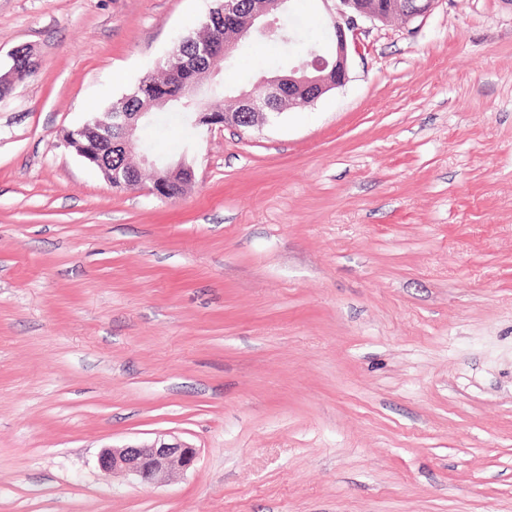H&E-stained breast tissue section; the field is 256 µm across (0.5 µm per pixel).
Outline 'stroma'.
Returning <instances> with one entry per match:
<instances>
[{
  "instance_id": "35a3bbf8",
  "label": "stroma",
  "mask_w": 512,
  "mask_h": 512,
  "mask_svg": "<svg viewBox=\"0 0 512 512\" xmlns=\"http://www.w3.org/2000/svg\"><path fill=\"white\" fill-rule=\"evenodd\" d=\"M215 0H0V512H512V0L361 22L259 130L158 113L173 199L61 143ZM328 42L321 0H291ZM254 33L225 97L305 62ZM192 444L143 487L103 448ZM18 49L16 48L11 53L10 57L12 64L10 65V68L6 72L0 74V97L5 96V94H7L16 84V81L13 78L14 70L17 78L22 82L34 76L37 71V67L30 66L29 57L31 56V50L28 47H23L22 50L26 51L18 58L15 66L14 62L19 54ZM94 160L106 173V181L112 187L131 188L139 185L135 181V169L139 170V167L134 164V168L126 166L112 167L111 161H106L103 155H96Z\"/></svg>"
}]
</instances>
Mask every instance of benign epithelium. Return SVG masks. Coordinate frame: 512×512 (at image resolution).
<instances>
[{
    "label": "benign epithelium",
    "instance_id": "obj_1",
    "mask_svg": "<svg viewBox=\"0 0 512 512\" xmlns=\"http://www.w3.org/2000/svg\"><path fill=\"white\" fill-rule=\"evenodd\" d=\"M286 0H275L271 4H262L252 14L238 35V40L224 48L228 56L239 44V40L252 31L272 38L281 34L279 15L283 12ZM330 16V27L334 33V46L329 53L311 52V60L294 66L285 75L266 77L250 90H241L236 96L242 111L217 114L206 109L196 113V124L200 126L239 127L244 112H249V127H258L268 120L267 110L276 106L281 108L300 105L313 101L331 89L341 87L349 80L348 58L350 38L359 30V21L385 23L390 19L411 21L428 15L436 0H322ZM288 88L283 93L282 88ZM146 113L140 112L137 118H129L125 112H114L111 121L102 125L99 137L112 140V129H117L121 140L130 143L134 140L136 119H144ZM95 162L105 171L106 181L112 187L131 188L138 186L135 181V169L126 166L112 167V162L99 155ZM142 162L155 171L153 185L149 192L163 197L165 188V167L147 156ZM199 450L181 442H167L156 439L151 443L126 445L103 449L98 456V468L104 474L123 473L135 482L157 486L168 482L175 468L189 470L195 466Z\"/></svg>",
    "mask_w": 512,
    "mask_h": 512
}]
</instances>
